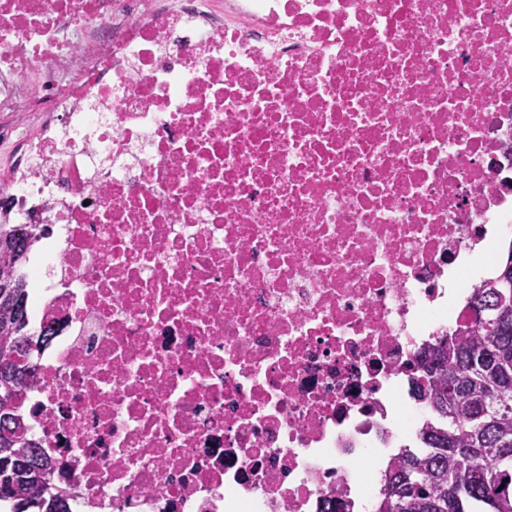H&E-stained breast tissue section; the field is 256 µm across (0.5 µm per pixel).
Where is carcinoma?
I'll use <instances>...</instances> for the list:
<instances>
[{"mask_svg":"<svg viewBox=\"0 0 512 512\" xmlns=\"http://www.w3.org/2000/svg\"><path fill=\"white\" fill-rule=\"evenodd\" d=\"M34 239L0 223V503L10 512H71L20 414L36 370L32 287L20 274ZM469 308L468 325L418 355L411 393L432 418L417 435L423 451L404 448L385 470L376 512H512V245Z\"/></svg>","mask_w":512,"mask_h":512,"instance_id":"obj_1","label":"carcinoma"}]
</instances>
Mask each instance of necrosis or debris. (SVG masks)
Segmentation results:
<instances>
[{"mask_svg": "<svg viewBox=\"0 0 512 512\" xmlns=\"http://www.w3.org/2000/svg\"><path fill=\"white\" fill-rule=\"evenodd\" d=\"M0 117L73 512H366L512 238V0H0Z\"/></svg>", "mask_w": 512, "mask_h": 512, "instance_id": "obj_1", "label": "necrosis or debris"}]
</instances>
